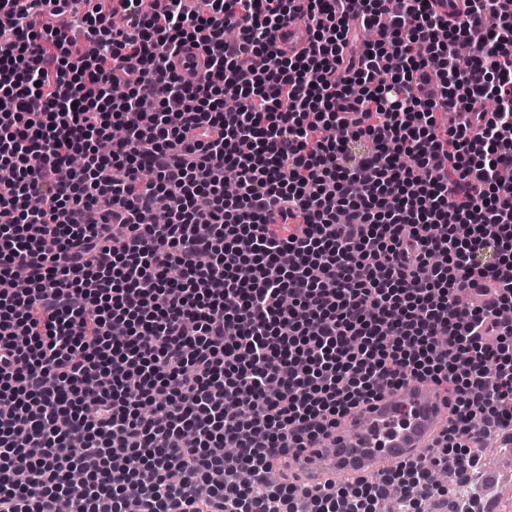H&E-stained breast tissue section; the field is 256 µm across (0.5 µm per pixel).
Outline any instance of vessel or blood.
Returning <instances> with one entry per match:
<instances>
[{"label":"vessel or blood","mask_w":512,"mask_h":512,"mask_svg":"<svg viewBox=\"0 0 512 512\" xmlns=\"http://www.w3.org/2000/svg\"><path fill=\"white\" fill-rule=\"evenodd\" d=\"M277 45L291 54L305 51L309 46L307 21L291 22L279 32ZM446 417L430 383L409 381L353 410L328 447L299 455L294 462L296 473L300 481L316 486L394 467L428 448Z\"/></svg>","instance_id":"obj_1"}]
</instances>
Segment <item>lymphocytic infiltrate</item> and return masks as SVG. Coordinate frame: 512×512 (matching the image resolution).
<instances>
[{"instance_id": "lymphocytic-infiltrate-1", "label": "lymphocytic infiltrate", "mask_w": 512, "mask_h": 512, "mask_svg": "<svg viewBox=\"0 0 512 512\" xmlns=\"http://www.w3.org/2000/svg\"><path fill=\"white\" fill-rule=\"evenodd\" d=\"M467 3L155 0L118 28L97 0L76 35L70 0H0V512H428L434 472L481 470L512 425V0ZM411 379L451 406L434 452L273 478ZM277 45L288 54H298L309 46L308 23L305 19L297 18L283 31L279 32Z\"/></svg>"}]
</instances>
